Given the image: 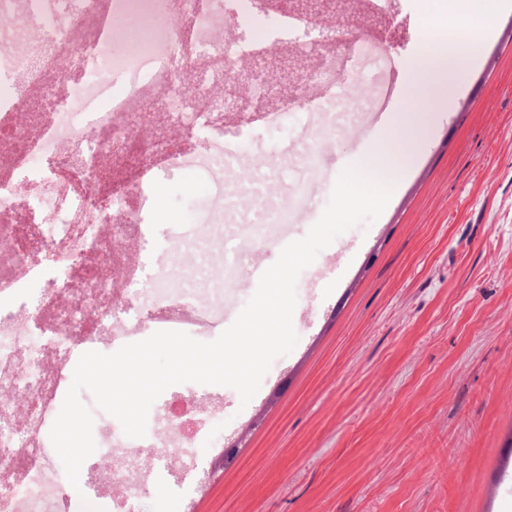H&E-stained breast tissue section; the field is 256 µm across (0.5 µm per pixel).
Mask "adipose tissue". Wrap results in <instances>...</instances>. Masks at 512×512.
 I'll list each match as a JSON object with an SVG mask.
<instances>
[{
  "label": "adipose tissue",
  "mask_w": 512,
  "mask_h": 512,
  "mask_svg": "<svg viewBox=\"0 0 512 512\" xmlns=\"http://www.w3.org/2000/svg\"><path fill=\"white\" fill-rule=\"evenodd\" d=\"M451 8H441L419 17L423 52L411 68L408 82L432 103L447 105L457 76L474 64L473 56L461 53L475 35H489L494 22L506 9V0H451ZM465 26H456V16Z\"/></svg>",
  "instance_id": "adipose-tissue-1"
}]
</instances>
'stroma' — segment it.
I'll return each instance as SVG.
<instances>
[{"instance_id": "obj_1", "label": "stroma", "mask_w": 512, "mask_h": 512, "mask_svg": "<svg viewBox=\"0 0 512 512\" xmlns=\"http://www.w3.org/2000/svg\"><path fill=\"white\" fill-rule=\"evenodd\" d=\"M435 0H285L264 18L300 24L339 20L335 39L283 38L267 47L250 22L218 24V36H245L215 92L224 98V137L242 144V170H266L270 197L288 203L304 237L341 173L337 158L383 147L365 113L417 112L403 73L419 48L416 16ZM360 71L353 86L325 84L317 108L280 142L271 113L292 106L303 72ZM211 58L179 70L119 113L132 127L122 153L99 163L95 187L130 183L126 204L146 231L176 245L196 209L223 214L217 181L168 168V156H216L221 148L191 126L172 125L157 103L193 94L216 69ZM417 163L380 217L340 234L301 271L292 323L298 341L276 358L248 404L220 385L177 384L168 400L197 399L198 421L218 448L187 444L159 405L147 432L125 438L112 470L145 480L140 512H512V9L482 40L458 77L450 107H433ZM320 152L307 171L300 148ZM210 312L186 317L159 299L144 330L116 335L98 352L161 330L216 339L226 309L241 311L253 291L200 280Z\"/></svg>"}]
</instances>
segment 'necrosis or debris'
<instances>
[{"label":"necrosis or debris","mask_w":512,"mask_h":512,"mask_svg":"<svg viewBox=\"0 0 512 512\" xmlns=\"http://www.w3.org/2000/svg\"><path fill=\"white\" fill-rule=\"evenodd\" d=\"M110 26L123 49L110 51L107 43L82 41L75 33L81 22L96 14L98 0H0V21L23 16L27 29L41 44H66L70 53L90 58L86 83L94 90H107L106 98L85 101L59 94L46 75L65 78L66 67L56 55H43L32 48L0 49V130L11 126L18 106L20 81L40 84L52 99L54 110L46 115L32 142L28 159L15 162L9 182L0 183V193L21 196V211L0 214V243L16 264L15 273L0 272V385H7L15 400H0V512H40L64 467L44 436L48 400L56 393L60 378L45 368V349L54 344L58 352L71 355L84 344L100 340L107 331L129 333L145 325L135 304L145 290L139 279H128L119 301L101 303L99 275L88 269L90 256H111L126 242L128 226L141 223L138 214L122 209L121 191L104 195L91 180L99 160L126 144L130 129L118 122L117 112L146 87L173 78L176 66L192 65L194 57L232 61L245 56L239 41L217 44L205 31L215 15L200 9L198 0H179L171 11L168 0H108ZM202 35L194 56L177 51L183 23ZM167 119L176 125L188 122L217 134L216 114L224 99L210 90L200 96L172 94L161 103ZM76 142L84 165L76 171L83 189L71 194L28 193L31 183L49 185L70 162L65 143ZM251 209L265 233L289 223L288 209L272 203L268 180L252 172L247 183ZM80 280L76 299L57 304L63 280Z\"/></svg>","instance_id":"obj_1"}]
</instances>
